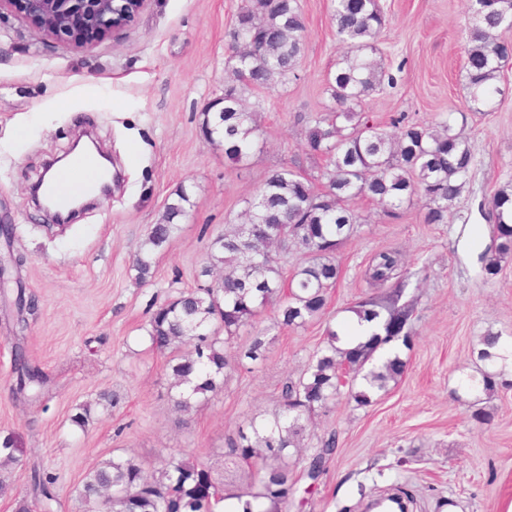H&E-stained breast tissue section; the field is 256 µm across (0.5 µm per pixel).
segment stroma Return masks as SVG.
<instances>
[{"label":"stroma","instance_id":"stroma-1","mask_svg":"<svg viewBox=\"0 0 512 512\" xmlns=\"http://www.w3.org/2000/svg\"><path fill=\"white\" fill-rule=\"evenodd\" d=\"M245 0H147L117 40L82 49L47 40L18 15L0 12V219L15 227L0 237V265L8 290L36 301L23 333L13 310L0 304V436L11 434L24 453L0 471L12 490L0 512H16L28 497V476L40 467L57 478L55 512H83L73 489L114 456L154 463L164 448H182L213 462L224 439L250 421H273L284 384L297 378L322 347L326 327L341 329L347 307L367 297L364 279L373 253L395 247L410 269L427 268L421 286H408L416 303L411 345L398 383L368 406L338 398L310 415L304 445L338 435L322 479L310 484L294 465L288 512H363L365 497L394 492L414 501L410 512H507L512 505V387L489 395L464 385L478 374L481 338L512 342V261L485 275L481 246L491 224L481 212L496 189L512 182V63L501 76L496 107L470 111L464 66V19L469 0H379L386 25L376 56L395 78L365 100L381 123L399 114L435 121L453 114L455 130L472 153L469 182L447 223L427 224L420 205L390 219L364 200V221L337 250L342 275L327 312L302 327L282 328L273 311L241 327L230 349L247 347L256 330L269 340L268 358L228 374L223 388L191 412H177L168 354L148 339L154 304L204 285L208 247L244 209L266 176L303 161L305 176L321 185L322 164L307 157L303 115L314 120L329 103L324 87L345 50L332 25V0H301L304 51L296 78L249 95L264 146L239 165L202 133L203 113L224 95L226 34ZM89 129L111 155L120 176L110 199L75 215L66 229L29 199V188L76 133ZM186 191L190 202L173 239L145 248L151 224ZM146 251L154 274L140 282L134 267ZM47 375L44 388L11 392L16 346ZM117 395L112 410L100 392ZM90 403L86 427L71 417ZM492 414L470 417L471 404Z\"/></svg>","mask_w":512,"mask_h":512}]
</instances>
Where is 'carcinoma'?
I'll return each mask as SVG.
<instances>
[{
	"instance_id": "carcinoma-1",
	"label": "carcinoma",
	"mask_w": 512,
	"mask_h": 512,
	"mask_svg": "<svg viewBox=\"0 0 512 512\" xmlns=\"http://www.w3.org/2000/svg\"><path fill=\"white\" fill-rule=\"evenodd\" d=\"M465 65L468 103L475 112H491L498 92L495 83L507 61L503 35L512 31V0H471ZM332 20L347 50L327 79L331 106L308 126L309 155L325 162L321 188L316 189L296 166L272 171L255 197L246 201L239 222L224 226L210 246L200 276L208 285L182 292L160 304L150 316L151 346L170 355L168 362L174 406L188 411L224 384L227 374L243 360L267 359L263 332L245 349L228 354L224 344L274 306L281 327L300 326L325 314L328 295L341 277L335 253L341 242L357 231L362 217L353 203L367 199L390 218L397 219L406 203H422L424 223L446 224L455 201L468 182L472 154L467 140L454 132L448 119L413 121L404 114L381 126L363 112L366 97L384 81L383 63L367 54L385 26L377 0H334ZM305 16L300 0H246L229 32L221 111L204 113L203 129L209 142L212 123L224 126V155L235 164L260 147L257 113L244 105L247 95L273 90L295 76L303 50ZM186 193L167 204L158 223L150 225L145 244H168L175 221L186 214ZM512 207V185L493 194L483 216L493 225L491 243L481 254L484 270L497 274L512 260V224L504 222V207ZM301 254L306 265L291 278L279 269L280 255ZM409 268L402 252L385 248L370 258L366 276L373 292L355 312L368 318L385 316V337L336 347V331L327 329L326 345L314 352L308 368L282 388V414L273 423L225 438L224 452L214 464L189 458L181 448L161 450L148 468L134 456L117 457L88 472L76 487L85 512H219L220 503L235 500L241 512H283L293 484L290 454L311 463L303 454V416L325 408L348 387L347 399L359 406L396 383L406 369L398 355L372 363L382 344L391 342L393 327L407 324L414 304L403 300ZM13 304L16 325L26 328L25 310L34 301L20 289ZM501 336L482 337L480 360L493 366ZM189 349H184V346ZM12 393L24 395L42 387L43 371L17 346ZM23 449L14 436L0 442V467L20 461ZM30 490L44 512L58 503L56 477L32 468Z\"/></svg>"
}]
</instances>
